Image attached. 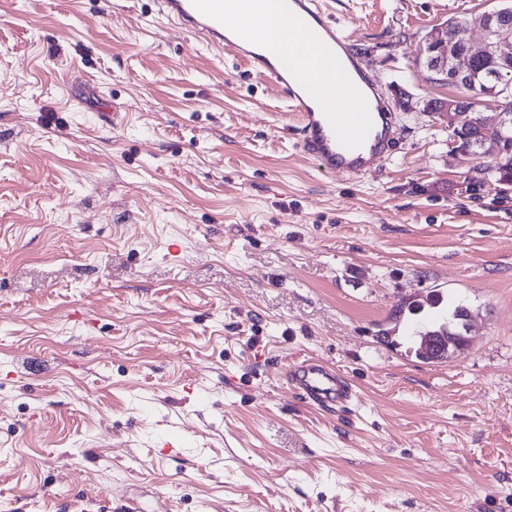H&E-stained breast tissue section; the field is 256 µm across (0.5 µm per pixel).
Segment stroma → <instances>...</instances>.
I'll return each mask as SVG.
<instances>
[{
	"mask_svg": "<svg viewBox=\"0 0 512 512\" xmlns=\"http://www.w3.org/2000/svg\"><path fill=\"white\" fill-rule=\"evenodd\" d=\"M499 4L327 0L396 147L324 175L153 0H0V512H512V187L415 52ZM433 291L471 344L427 364L377 332ZM302 356L353 413L294 396ZM284 377L299 399L319 409L351 410L358 399L346 379L317 359L304 358L289 365Z\"/></svg>",
	"mask_w": 512,
	"mask_h": 512,
	"instance_id": "obj_1",
	"label": "stroma"
}]
</instances>
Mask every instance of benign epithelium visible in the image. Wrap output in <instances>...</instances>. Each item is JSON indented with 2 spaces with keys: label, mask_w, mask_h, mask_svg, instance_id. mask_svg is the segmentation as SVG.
Returning <instances> with one entry per match:
<instances>
[{
  "label": "benign epithelium",
  "mask_w": 512,
  "mask_h": 512,
  "mask_svg": "<svg viewBox=\"0 0 512 512\" xmlns=\"http://www.w3.org/2000/svg\"><path fill=\"white\" fill-rule=\"evenodd\" d=\"M511 13L512 5L507 3L472 22L443 24L435 27L427 34V42L435 44L442 50L456 42L463 43L464 48L450 58L437 56L432 65V71L443 73L448 76V81L460 85L467 80L474 61L485 59L496 71L497 85L482 93V96L493 99L497 96V90L505 92L511 89L512 81L509 77L512 76V30L503 25V20ZM471 25L479 27L484 34L483 42L479 46L472 45L466 37ZM459 111H461V99L456 97L440 100L434 106L436 114L450 121L453 120V113Z\"/></svg>",
  "instance_id": "1"
}]
</instances>
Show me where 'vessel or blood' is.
Returning a JSON list of instances; mask_svg holds the SVG:
<instances>
[{
	"mask_svg": "<svg viewBox=\"0 0 512 512\" xmlns=\"http://www.w3.org/2000/svg\"><path fill=\"white\" fill-rule=\"evenodd\" d=\"M158 13L206 46L229 53L283 90L300 130L298 147L323 174L373 171L394 148L392 114L367 78L366 64L319 0H155ZM287 14L301 49L269 54L261 31L270 9ZM284 377L305 404L348 410L357 394L337 371L313 358Z\"/></svg>",
	"mask_w": 512,
	"mask_h": 512,
	"instance_id": "vessel-or-blood-1",
	"label": "vessel or blood"
}]
</instances>
